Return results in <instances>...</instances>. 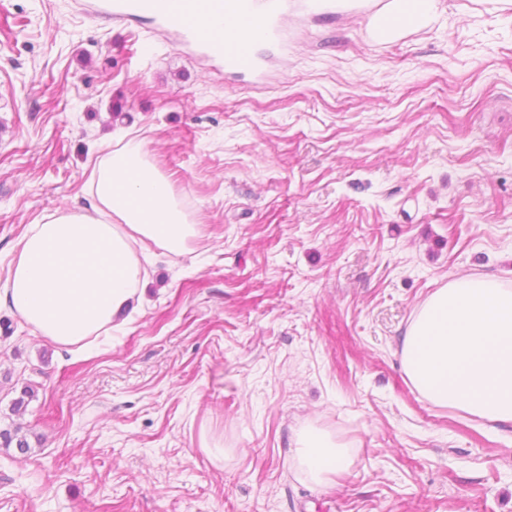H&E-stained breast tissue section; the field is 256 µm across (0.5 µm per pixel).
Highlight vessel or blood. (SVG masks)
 Instances as JSON below:
<instances>
[{
    "instance_id": "obj_1",
    "label": "vessel or blood",
    "mask_w": 512,
    "mask_h": 512,
    "mask_svg": "<svg viewBox=\"0 0 512 512\" xmlns=\"http://www.w3.org/2000/svg\"><path fill=\"white\" fill-rule=\"evenodd\" d=\"M212 0H108L107 12L122 19L150 15L162 21L173 32L189 37L199 44L207 56L224 64L225 72L260 75V58L256 45L281 41L284 20L296 7L294 0H225L227 13L251 17L259 27L253 35L244 36L245 47L231 49L229 40L202 35L198 27L201 15ZM346 9L359 12L371 21L372 35L381 41L397 38L412 29L410 6L396 7L394 0H347Z\"/></svg>"
}]
</instances>
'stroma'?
Segmentation results:
<instances>
[{
  "label": "stroma",
  "instance_id": "1",
  "mask_svg": "<svg viewBox=\"0 0 512 512\" xmlns=\"http://www.w3.org/2000/svg\"><path fill=\"white\" fill-rule=\"evenodd\" d=\"M93 3L0 0V288L132 127L203 235L154 250L93 353L0 309V430L29 443L0 446V512H512V427L432 405L401 356L437 288L512 289V10L439 0L391 43L297 11L260 87ZM308 426L347 446L330 486ZM295 443L299 468L316 485L331 484L333 475L346 471L350 466L345 446L328 435L303 429L296 435Z\"/></svg>",
  "mask_w": 512,
  "mask_h": 512
}]
</instances>
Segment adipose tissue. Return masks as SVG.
I'll return each instance as SVG.
<instances>
[{
	"label": "adipose tissue",
	"instance_id": "1",
	"mask_svg": "<svg viewBox=\"0 0 512 512\" xmlns=\"http://www.w3.org/2000/svg\"><path fill=\"white\" fill-rule=\"evenodd\" d=\"M200 228L144 139L125 133L96 162L85 207L27 228L0 306L56 344L87 342L109 333L143 288L142 256L155 247L183 252ZM295 452L301 472L319 486L349 467L343 445L311 429L298 432Z\"/></svg>",
	"mask_w": 512,
	"mask_h": 512
}]
</instances>
